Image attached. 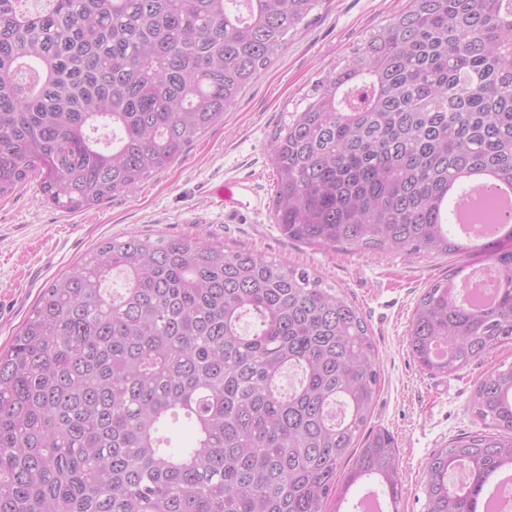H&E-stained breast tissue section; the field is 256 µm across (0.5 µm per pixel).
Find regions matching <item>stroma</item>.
<instances>
[{"instance_id":"obj_1","label":"stroma","mask_w":512,"mask_h":512,"mask_svg":"<svg viewBox=\"0 0 512 512\" xmlns=\"http://www.w3.org/2000/svg\"><path fill=\"white\" fill-rule=\"evenodd\" d=\"M409 0H320L270 66L243 91L224 118L196 140L185 157L132 193L69 213L48 203L33 173L0 198V349L30 315L45 288L109 238L193 236L225 249L255 252L306 267L343 291L359 308L378 349L379 395L368 430L385 429L399 445L404 495L400 512H423L424 465L458 437L488 430L471 408L473 390L501 366L512 365V344L450 376L424 369L407 342L419 298L454 268L486 265L484 254L352 253L312 248L285 237L270 212L276 172L270 135L285 104L295 103L329 64L343 62L370 31L401 13ZM251 182L253 194L234 210L216 206L212 186Z\"/></svg>"}]
</instances>
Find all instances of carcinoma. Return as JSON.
<instances>
[{
  "label": "carcinoma",
  "instance_id": "1",
  "mask_svg": "<svg viewBox=\"0 0 512 512\" xmlns=\"http://www.w3.org/2000/svg\"><path fill=\"white\" fill-rule=\"evenodd\" d=\"M21 2L0 0V197L39 169L46 201L77 212L180 160L320 0ZM302 102L269 144L285 236L461 255L448 183L512 184V0H409ZM482 251L491 305H462L454 273L412 314L430 372L512 343V248ZM380 375L357 306L306 267L197 238L105 240L0 351V512H340L348 458L346 486L376 480L399 512L395 437L356 448ZM473 407L499 432L430 455L425 512H476L486 476L512 473V365L477 383ZM180 419L195 438L175 454L161 428ZM456 461L465 492L448 482Z\"/></svg>",
  "mask_w": 512,
  "mask_h": 512
}]
</instances>
